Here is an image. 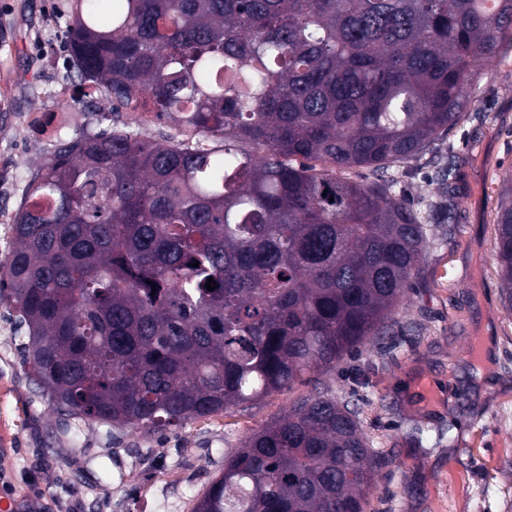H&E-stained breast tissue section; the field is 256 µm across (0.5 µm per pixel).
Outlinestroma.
Instances as JSON below:
<instances>
[{
	"label": "stroma",
	"instance_id": "stroma-1",
	"mask_svg": "<svg viewBox=\"0 0 512 512\" xmlns=\"http://www.w3.org/2000/svg\"><path fill=\"white\" fill-rule=\"evenodd\" d=\"M72 0H0V259L32 170L58 140L111 131L112 105H76L64 49ZM448 142L463 158L452 187L404 164L397 186L419 205L452 195L460 216L436 231L389 336H375L314 383L243 412L161 433L65 419L30 381L16 321L0 303V512H192L224 453L312 388L354 400L384 456L367 512H512V309L494 257L512 175V41L481 65ZM56 118L48 133L35 116Z\"/></svg>",
	"mask_w": 512,
	"mask_h": 512
}]
</instances>
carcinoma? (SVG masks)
<instances>
[{"mask_svg": "<svg viewBox=\"0 0 512 512\" xmlns=\"http://www.w3.org/2000/svg\"><path fill=\"white\" fill-rule=\"evenodd\" d=\"M509 35L512 0H115L106 23L75 0L67 52L117 127L31 173L0 262L48 406L163 431L392 330L429 244L392 169L427 156L453 184L445 138ZM354 168L370 177L336 175ZM496 231L512 305V197ZM385 463L350 402L315 390L225 453L193 512H367Z\"/></svg>", "mask_w": 512, "mask_h": 512, "instance_id": "cac0c4a2", "label": "carcinoma"}]
</instances>
